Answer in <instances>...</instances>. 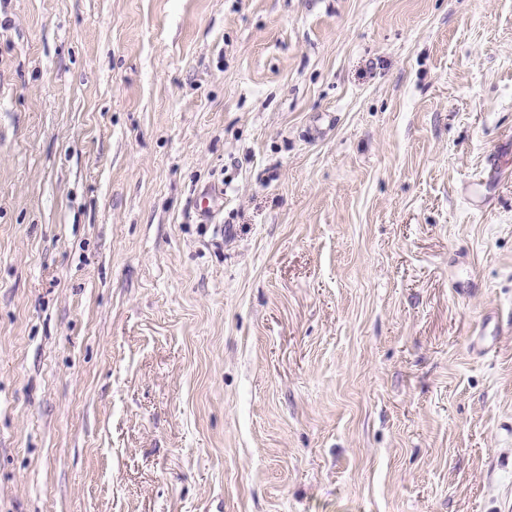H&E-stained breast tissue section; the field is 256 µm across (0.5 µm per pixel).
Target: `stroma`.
<instances>
[{
	"label": "stroma",
	"instance_id": "35a3bbf8",
	"mask_svg": "<svg viewBox=\"0 0 512 512\" xmlns=\"http://www.w3.org/2000/svg\"><path fill=\"white\" fill-rule=\"evenodd\" d=\"M0 512H512V0H0Z\"/></svg>",
	"mask_w": 512,
	"mask_h": 512
}]
</instances>
